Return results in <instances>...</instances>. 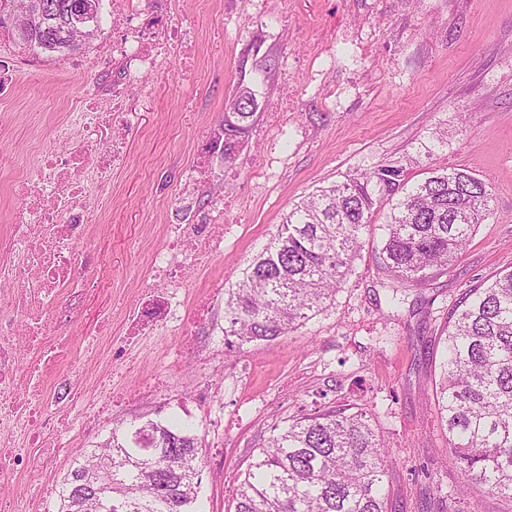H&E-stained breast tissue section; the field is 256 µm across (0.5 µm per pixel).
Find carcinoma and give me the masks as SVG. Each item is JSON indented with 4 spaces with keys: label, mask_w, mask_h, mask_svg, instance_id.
<instances>
[{
    "label": "carcinoma",
    "mask_w": 512,
    "mask_h": 512,
    "mask_svg": "<svg viewBox=\"0 0 512 512\" xmlns=\"http://www.w3.org/2000/svg\"><path fill=\"white\" fill-rule=\"evenodd\" d=\"M11 2L15 17L0 13V30L42 59L76 55L102 30V0ZM258 107L247 87L232 100L220 123L224 162L235 159ZM396 194L377 259L395 307L401 288L448 271L489 211L487 183L460 169H433L410 186L400 169L381 166L316 190L284 215L228 290L226 348L273 341L325 309L374 212ZM444 328L434 400L466 483L448 492L435 483L437 505L456 512L454 500L470 482L512 503V269L465 289ZM391 457L360 409L292 419L271 430L249 464L233 512H395L383 494ZM203 468L192 424L122 421L88 464L63 479L59 512H196Z\"/></svg>",
    "instance_id": "obj_1"
}]
</instances>
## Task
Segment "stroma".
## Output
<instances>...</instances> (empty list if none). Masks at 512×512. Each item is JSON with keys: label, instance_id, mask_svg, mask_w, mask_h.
<instances>
[{"label": "stroma", "instance_id": "35a3bbf8", "mask_svg": "<svg viewBox=\"0 0 512 512\" xmlns=\"http://www.w3.org/2000/svg\"><path fill=\"white\" fill-rule=\"evenodd\" d=\"M193 36L194 53L144 79L127 106L135 115L129 160L92 200L102 218L90 247L98 261L82 309L60 330L72 339L80 374L61 378L90 387L111 376L109 350L84 351L90 327L106 319L113 336L147 288L152 255L166 227L179 223L184 197L202 208L223 195L234 222L224 253L186 266L184 313L207 358L168 368L178 335L158 330L126 350L130 374L112 376L115 390L164 376L177 400L157 411L149 399L120 410L124 420L181 415L190 420L206 457L200 512H226L245 470L275 426L349 405L367 411L395 452L389 497L397 512H437L432 480L452 489L463 477L448 451V431L434 407L439 338L460 294L512 267V0H170ZM80 57L77 73L56 60L30 57L0 31V52L20 61L0 98V157L31 164L52 145V126L79 93H112L116 72L99 45ZM252 88L261 116L233 162L203 153L242 87ZM295 110L274 121L282 100ZM446 142L426 155L433 137ZM264 172H257V165ZM381 166L402 168L409 183L433 168L463 169L488 183L491 210L461 258L426 288L409 287L392 306L376 254L389 206L378 209L346 282L326 310L294 332L231 353L223 344L224 295H207L211 280L232 288L262 251L284 215L317 188ZM222 401L219 411L195 406L199 383Z\"/></svg>", "mask_w": 512, "mask_h": 512}]
</instances>
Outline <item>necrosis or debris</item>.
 Instances as JSON below:
<instances>
[{"mask_svg":"<svg viewBox=\"0 0 512 512\" xmlns=\"http://www.w3.org/2000/svg\"><path fill=\"white\" fill-rule=\"evenodd\" d=\"M164 0H112V15L122 22L106 48L124 78L112 96L72 99L65 119L52 130L53 147H42L30 167L12 171L9 189L21 203L10 232L0 237V447L13 451L0 462V512H35L28 489L8 493L32 470L55 472L72 461L71 437H93L111 423L117 408L152 397L168 408L172 394L152 376L124 392L111 378L83 391L57 377L55 369L74 361L67 341L51 329L69 318L85 299V269L93 260L81 251L97 222L91 199L112 182L128 161V136L134 117L124 102L130 88L159 71L189 42L173 24ZM185 224L168 227L166 245L150 262L152 276L165 275L174 255L197 262L224 252V226L231 213L223 197L209 209L193 211ZM178 289L141 295L132 321L187 335Z\"/></svg>","mask_w":512,"mask_h":512,"instance_id":"necrosis-or-debris-1","label":"necrosis or debris"}]
</instances>
